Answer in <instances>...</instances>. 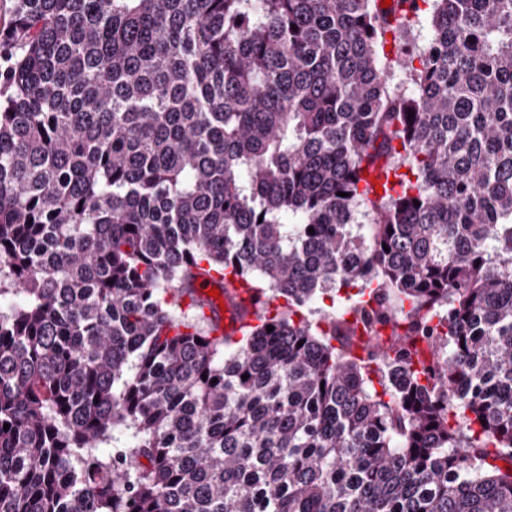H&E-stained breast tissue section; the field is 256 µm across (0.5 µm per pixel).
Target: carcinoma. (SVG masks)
Returning a JSON list of instances; mask_svg holds the SVG:
<instances>
[{"instance_id":"cac0c4a2","label":"carcinoma","mask_w":512,"mask_h":512,"mask_svg":"<svg viewBox=\"0 0 512 512\" xmlns=\"http://www.w3.org/2000/svg\"><path fill=\"white\" fill-rule=\"evenodd\" d=\"M10 32L0 512H512V0H15ZM200 280L257 323L215 335ZM336 284L353 320L312 322ZM419 5L422 9V11L419 13V20L409 30L406 40L415 42L417 44H422L427 40L431 31L430 17L432 11V2L429 1V4L419 2Z\"/></svg>"}]
</instances>
